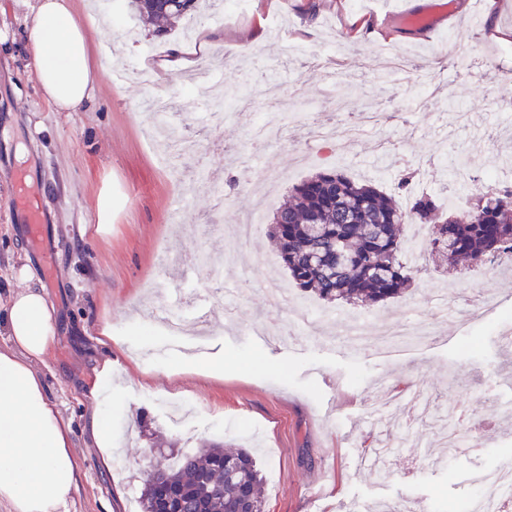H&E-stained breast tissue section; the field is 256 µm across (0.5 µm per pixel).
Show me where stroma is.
Returning <instances> with one entry per match:
<instances>
[{"instance_id": "35a3bbf8", "label": "stroma", "mask_w": 512, "mask_h": 512, "mask_svg": "<svg viewBox=\"0 0 512 512\" xmlns=\"http://www.w3.org/2000/svg\"><path fill=\"white\" fill-rule=\"evenodd\" d=\"M251 0L238 18L202 22L219 42L214 85L246 92L250 105L228 99L223 118L207 122L200 150L162 162L147 131L155 125L142 102L169 99L174 129L204 120L213 93L185 76H130L152 57L180 44L183 25L165 34L139 23L136 44L121 28L89 22V0H73L86 21L100 80L81 112H57L42 97L28 63L24 29L34 0H0V168L25 177L54 226L55 261L34 278L57 312V345L41 369L47 392L73 430L80 462L70 512H140L147 471L169 449L196 451L225 443L261 451L263 512H374L411 501L424 512H456L473 493L471 473L512 458V350L500 330L512 328V257L502 254L493 274L459 268L415 272L406 294L371 309L328 304L300 291L294 300L317 309L315 331L294 328L271 288L289 276L265 226L292 186L323 169L393 191L404 166L420 167L408 196L453 193L472 198L478 180L512 169V0H483L472 19L469 0H409L437 5V42L392 23L397 0ZM428 66L429 85L399 91L383 75L384 42ZM456 57H488L483 70L429 67L441 48ZM353 110L384 113L335 158H307L314 127L344 122ZM466 159L472 177L453 169ZM112 186V221L97 225L95 200ZM13 183L0 177V295L14 282L12 267L32 264L11 206ZM260 214L262 230L246 242L211 234ZM194 268L180 280L178 270ZM224 292L233 321L216 323L191 356L174 344L154 314L168 290ZM472 306L465 320L443 318L436 296ZM424 314L434 338L407 337L398 356L381 360L377 344L386 322ZM368 320L366 346L342 336L352 317ZM111 323L112 336L101 329ZM112 362V397L101 402L117 453L99 464L85 430L91 398L83 381L103 360ZM223 365L214 375V365ZM406 391L395 418L371 426L364 409L383 398L387 383ZM197 405L192 430L171 423L153 396ZM463 405L484 435L479 450L455 456L434 442L450 406Z\"/></svg>"}]
</instances>
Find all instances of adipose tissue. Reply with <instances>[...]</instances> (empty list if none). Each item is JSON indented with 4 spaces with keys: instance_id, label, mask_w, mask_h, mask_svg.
I'll return each instance as SVG.
<instances>
[{
    "instance_id": "obj_1",
    "label": "adipose tissue",
    "mask_w": 512,
    "mask_h": 512,
    "mask_svg": "<svg viewBox=\"0 0 512 512\" xmlns=\"http://www.w3.org/2000/svg\"><path fill=\"white\" fill-rule=\"evenodd\" d=\"M29 62L56 111L76 112L92 98L100 72L71 0H36L26 28ZM0 298V504L10 512H69L78 487L73 432L45 391L40 364L57 343L56 316L28 267Z\"/></svg>"
}]
</instances>
